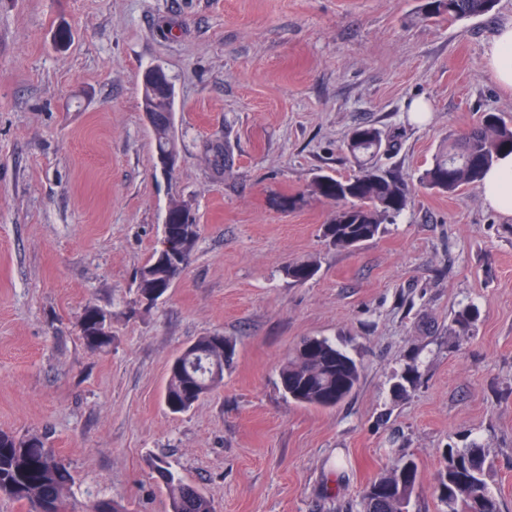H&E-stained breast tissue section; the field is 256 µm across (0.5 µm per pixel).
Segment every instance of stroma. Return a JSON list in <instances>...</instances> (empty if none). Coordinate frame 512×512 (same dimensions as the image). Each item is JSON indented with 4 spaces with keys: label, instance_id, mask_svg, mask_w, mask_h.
I'll return each instance as SVG.
<instances>
[{
    "label": "stroma",
    "instance_id": "obj_1",
    "mask_svg": "<svg viewBox=\"0 0 512 512\" xmlns=\"http://www.w3.org/2000/svg\"><path fill=\"white\" fill-rule=\"evenodd\" d=\"M419 3L0 0V430L41 435L77 499L169 512L161 458L216 512H363L364 488L410 456V512H443L441 451L475 440L512 512V219L480 189L417 186L379 237L341 249L323 235L335 203L309 193L354 172L356 126L395 138L378 162L415 183L484 113L512 125L485 64L512 0L437 23ZM153 64L176 91L169 177L142 112ZM175 201L199 237L145 306L136 275ZM300 261L317 268L303 283L287 274ZM90 306L111 321L107 351L79 337ZM214 333L236 343L222 385L171 413L170 361ZM308 337L361 366L335 408L281 389Z\"/></svg>",
    "mask_w": 512,
    "mask_h": 512
}]
</instances>
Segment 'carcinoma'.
<instances>
[{"instance_id": "obj_1", "label": "carcinoma", "mask_w": 512, "mask_h": 512, "mask_svg": "<svg viewBox=\"0 0 512 512\" xmlns=\"http://www.w3.org/2000/svg\"><path fill=\"white\" fill-rule=\"evenodd\" d=\"M496 0H420L417 18L421 21L456 20L488 13ZM174 93L144 91L143 111L173 113ZM156 154L178 148L173 124L152 129ZM396 147L393 140L371 125L352 129L347 149L357 171L346 178L329 175L312 182V195L336 203V211L325 225L326 235L338 248L348 249L351 242L361 243L379 236L385 225L408 206L414 186L396 169L383 168L375 159L381 151ZM512 152V126L493 113L484 114L472 130L448 143L432 164L418 177L419 185L442 194H453L463 187H478L497 157ZM316 268L297 262L287 274L296 282L311 278ZM175 272L159 264L153 253L137 275L140 296L154 302L170 288ZM80 338L92 351H105L112 345L110 324L100 310L87 307L79 323ZM216 335L202 336L171 361L164 391V403L172 413L189 410L212 391L223 378L206 373L207 365L217 360L223 367L233 363L236 347L230 338L224 345ZM282 391L289 400L320 409L333 408L357 388L361 369L344 350L324 338L304 340L293 349L279 373ZM153 468L169 494L170 512H215L209 499L193 486L175 479L167 464L158 459ZM486 450L476 442L466 448H448L444 464L436 477L439 499L446 512H500L497 497L486 483ZM420 478L418 464L411 458H399L368 485L376 489L392 486L390 495L375 493L363 498L364 512H409L411 498ZM74 478L68 463L45 447L37 436H16L0 431V496L28 505L29 512H126L113 498L78 501L71 487Z\"/></svg>"}]
</instances>
